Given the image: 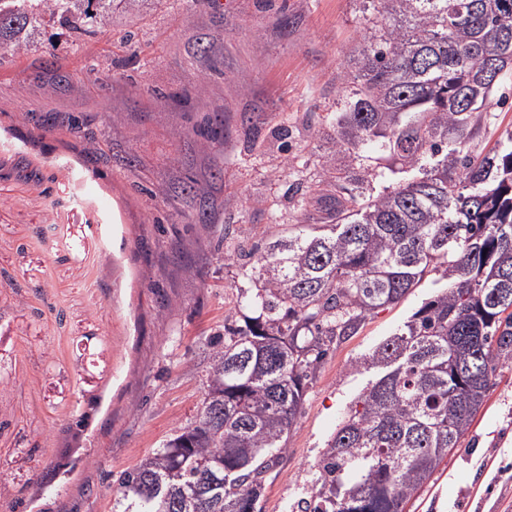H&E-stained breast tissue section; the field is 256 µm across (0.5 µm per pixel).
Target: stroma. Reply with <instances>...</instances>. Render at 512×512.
Masks as SVG:
<instances>
[{
  "label": "stroma",
  "mask_w": 512,
  "mask_h": 512,
  "mask_svg": "<svg viewBox=\"0 0 512 512\" xmlns=\"http://www.w3.org/2000/svg\"><path fill=\"white\" fill-rule=\"evenodd\" d=\"M375 20L362 0L151 2L97 34L40 29L0 67V512H111L110 474L195 416L206 339L242 322L248 251L268 225L298 223L299 190L347 162L329 117ZM202 39L211 60L195 54ZM49 52L69 85L41 69ZM215 112L229 134L208 148L195 128ZM475 120L476 153L512 131V73ZM189 178L210 223L181 198ZM444 285L428 270L331 346L263 512L308 497L323 448L378 377L356 362ZM406 512H512V366Z\"/></svg>",
  "instance_id": "obj_1"
}]
</instances>
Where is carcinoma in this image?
Here are the masks:
<instances>
[{
  "label": "carcinoma",
  "mask_w": 512,
  "mask_h": 512,
  "mask_svg": "<svg viewBox=\"0 0 512 512\" xmlns=\"http://www.w3.org/2000/svg\"><path fill=\"white\" fill-rule=\"evenodd\" d=\"M147 0H0V60L19 58L48 23L92 34ZM380 16L334 117L344 168L306 195L302 228H268L241 292L244 324L208 340L196 415L113 483L112 512H262L268 472L287 451L308 381L328 343L398 303L427 273L447 287L366 364L376 381L351 407L291 512H404L469 430L498 365L512 364V132L469 151L512 71V0H370ZM495 58L500 75L486 76ZM224 117L196 134L224 142ZM391 158L394 184L363 197ZM186 205L209 220L197 190Z\"/></svg>",
  "instance_id": "carcinoma-1"
}]
</instances>
